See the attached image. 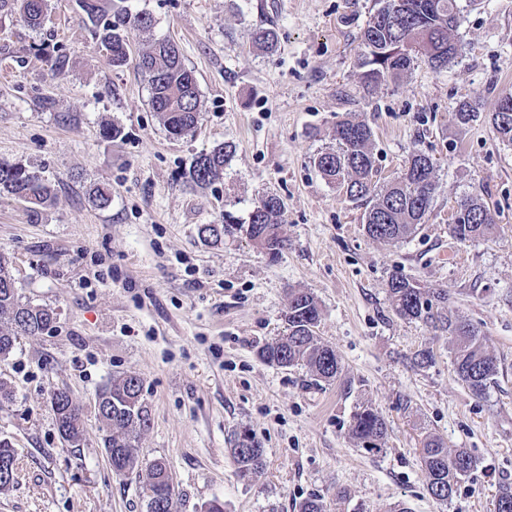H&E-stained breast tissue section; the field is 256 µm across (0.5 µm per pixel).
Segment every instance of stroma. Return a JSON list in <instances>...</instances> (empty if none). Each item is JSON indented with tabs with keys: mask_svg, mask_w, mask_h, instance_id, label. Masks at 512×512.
Wrapping results in <instances>:
<instances>
[{
	"mask_svg": "<svg viewBox=\"0 0 512 512\" xmlns=\"http://www.w3.org/2000/svg\"><path fill=\"white\" fill-rule=\"evenodd\" d=\"M153 19L132 32L139 54L174 40L194 71L202 101L197 127L170 138L150 106L135 65L113 68L76 0H49L41 29L0 12V161L39 170L52 203L31 212L0 194V252L12 260L23 301L55 310L52 329L21 337L0 379L14 391L0 403V440L17 474L0 512H148L143 479L116 475L106 458L96 394L110 379L142 382L149 421L136 453L161 458L174 478L177 512H297L323 497L327 512H495L512 483V146L488 117L512 93V0H483L453 37L447 70L417 61L372 93L361 87L360 31L373 0H126ZM274 25L278 47L251 44ZM480 116L458 128L459 100ZM367 122L378 151V185L416 150L437 163L434 206L420 232L397 244L369 238L363 208L314 168L338 119ZM117 126V140L102 131ZM219 143L234 155L223 178L201 188L185 174L195 155ZM112 203L92 204L93 185ZM284 202L288 247L272 258L245 231L222 242L198 227L225 212L246 216L261 196ZM495 209L496 237L457 242L449 226L463 195ZM423 288H445L449 306L477 325L499 362L485 396L458 379L445 339L395 315L394 271ZM318 299V334L341 372L314 385L301 367L263 362L257 349L285 333L288 291ZM435 360L416 367L418 350ZM82 408L85 439L60 437L51 410L57 390ZM369 404L386 419L377 453L348 433ZM250 429L265 467L239 478L228 452ZM468 449L478 467L447 501L427 491L419 455L426 434ZM346 489L347 501L336 498Z\"/></svg>",
	"mask_w": 512,
	"mask_h": 512,
	"instance_id": "obj_1",
	"label": "stroma"
}]
</instances>
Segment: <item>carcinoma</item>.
Masks as SVG:
<instances>
[{
  "label": "carcinoma",
  "mask_w": 512,
  "mask_h": 512,
  "mask_svg": "<svg viewBox=\"0 0 512 512\" xmlns=\"http://www.w3.org/2000/svg\"><path fill=\"white\" fill-rule=\"evenodd\" d=\"M49 0H0V11L18 10L29 27H40L47 15ZM89 22L96 25L99 45L106 50L112 66L129 61L131 31L145 32L153 25L152 17L132 12L124 6L108 12L112 0H77ZM482 0H374L373 9L361 31V79L365 86H376L408 71L417 58L434 70L448 68L458 54V45L450 38L464 12ZM278 34L274 26H260L253 32V45L261 52L276 49ZM137 68L150 86V105L172 137L193 130L201 117L200 91L196 76L181 59L176 43L169 39L154 42L142 52ZM477 117V102L464 99L457 103L454 119L466 126ZM490 124L498 139L512 145V111H496ZM334 144L313 158V165L329 184L346 198L365 205L363 220L367 235L378 242L397 243L414 236L431 212L435 192V167L432 158L421 151L410 155L400 173L380 189L373 181L375 168L374 134L364 121L342 119L333 131ZM233 147L221 143L194 157L187 178L199 187L223 177L224 166L231 160ZM0 192H7L31 205L32 211L46 206L53 189L40 173L21 162H0ZM284 204L279 196L267 194L249 211L248 235H257L266 250L277 257L286 247L282 235ZM234 217L224 214L222 224H202L201 238L218 242L232 228ZM498 229L491 208L476 196H465L457 203L450 225L452 237L466 243L489 240ZM388 294L394 313L406 320L433 326L448 339L459 380L475 397L485 394L498 373L497 358L486 344L481 331L463 316L448 309V289H426L397 271L388 281ZM321 307L316 296L302 288L288 290V334L259 348L260 358L279 368L305 366L323 382H333L341 365L336 350L326 344L317 329ZM56 320L53 309L21 301L11 271V261L0 253V360L13 352L22 336H39ZM139 378L124 375L112 378L97 397L98 418L104 431L107 458L127 472L139 469L135 443L147 423V410L141 397ZM53 410L61 438L72 446L81 444L84 435L81 408L66 391L52 397ZM385 418L371 405L357 407L349 423V434L368 452L381 451L387 434ZM421 463L426 489L440 501L448 500L455 488L477 466V459L464 448L454 451L437 435L421 441ZM241 479L248 480L265 466L264 448L247 429L237 431L229 448ZM0 462L7 463L8 476L0 474V492L15 481L16 457L13 448L0 440ZM169 472L168 465L155 460L144 470L145 493L155 490L156 480Z\"/></svg>",
  "instance_id": "cac0c4a2"
}]
</instances>
